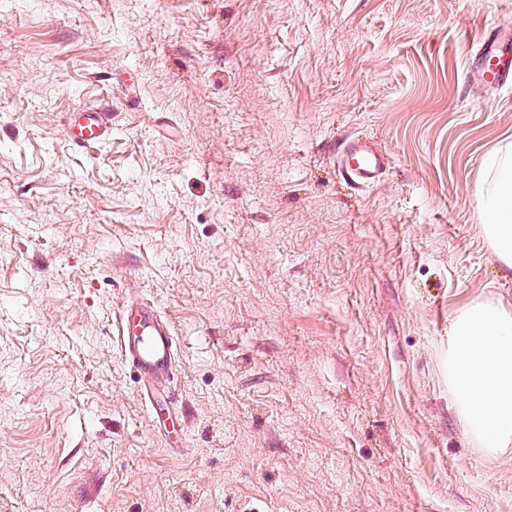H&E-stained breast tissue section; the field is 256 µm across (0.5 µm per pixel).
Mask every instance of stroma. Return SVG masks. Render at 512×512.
<instances>
[{
  "label": "stroma",
  "instance_id": "1",
  "mask_svg": "<svg viewBox=\"0 0 512 512\" xmlns=\"http://www.w3.org/2000/svg\"><path fill=\"white\" fill-rule=\"evenodd\" d=\"M512 0H0V512H512L448 330L512 309L481 230ZM112 105L74 149L66 113ZM390 165L361 192L341 142ZM179 345L183 452L115 347ZM512 42V29L496 27L481 37L478 60L469 69L472 80L483 87H512V56L507 45Z\"/></svg>",
  "mask_w": 512,
  "mask_h": 512
}]
</instances>
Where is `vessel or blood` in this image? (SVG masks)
<instances>
[{
    "label": "vessel or blood",
    "instance_id": "1",
    "mask_svg": "<svg viewBox=\"0 0 512 512\" xmlns=\"http://www.w3.org/2000/svg\"><path fill=\"white\" fill-rule=\"evenodd\" d=\"M512 29L495 28L481 38L478 60L470 70L472 80L483 87H512ZM70 142L79 148L99 143L112 133V114L98 107L71 112L64 125ZM389 158L373 141L349 138L343 143L341 173L353 185L368 186L385 172ZM120 355L137 381L145 386L149 404H165L178 411L179 371L174 364L175 338L169 320L155 304L142 300L127 305L116 320Z\"/></svg>",
    "mask_w": 512,
    "mask_h": 512
}]
</instances>
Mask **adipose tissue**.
Returning a JSON list of instances; mask_svg holds the SVG:
<instances>
[{
    "mask_svg": "<svg viewBox=\"0 0 512 512\" xmlns=\"http://www.w3.org/2000/svg\"><path fill=\"white\" fill-rule=\"evenodd\" d=\"M492 183L479 189L483 232L512 269V144L485 161ZM448 391L472 441L487 456L512 446V310L478 303L448 333Z\"/></svg>",
    "mask_w": 512,
    "mask_h": 512,
    "instance_id": "obj_1",
    "label": "adipose tissue"
}]
</instances>
